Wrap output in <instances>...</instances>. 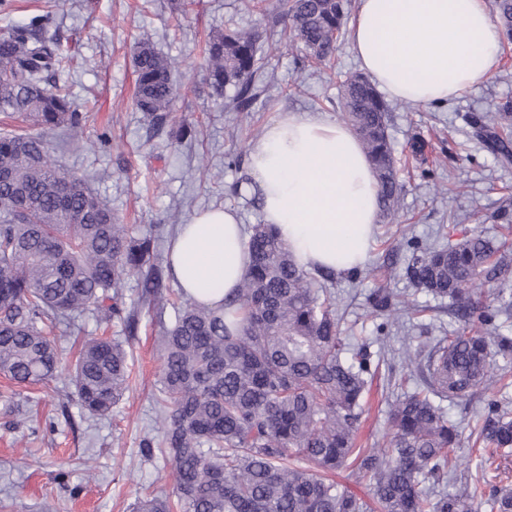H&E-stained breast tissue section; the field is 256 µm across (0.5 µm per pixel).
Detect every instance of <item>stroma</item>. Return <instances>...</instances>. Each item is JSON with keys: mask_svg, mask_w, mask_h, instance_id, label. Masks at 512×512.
Returning a JSON list of instances; mask_svg holds the SVG:
<instances>
[{"mask_svg": "<svg viewBox=\"0 0 512 512\" xmlns=\"http://www.w3.org/2000/svg\"><path fill=\"white\" fill-rule=\"evenodd\" d=\"M281 0H0V27L23 25L44 16L46 35L67 43L74 62L67 76L79 106L90 118L79 141L60 151L59 131H45L63 172L86 178L121 223L146 229L161 226L172 240L180 225L210 208L237 212L242 224L263 221L261 201L250 187L248 149L283 112L340 119V85L356 73L349 39L331 62L303 63L285 39ZM258 34L265 68L260 94L250 111L237 112L213 95L204 68L210 39L226 27ZM150 36L172 63L178 97L165 131L149 132V121L134 103L132 57L137 42ZM512 96V41H503L497 69L460 98L440 105L391 101L390 134L397 175L403 185L394 221H380L365 263L350 274L331 275L339 325L347 336L384 338L390 351L379 363L361 417V441L383 453L389 416L397 400L416 387L408 350L430 336H445L457 321L448 299L415 292L404 273L407 240L437 241L439 230L458 240L479 233L512 252V224L494 214L512 202V164L498 163L473 137L465 117ZM195 136L177 140L181 124ZM425 154L409 150L414 137ZM378 288L391 289L414 304L398 319L376 315L369 303ZM157 328L139 311L128 337L130 362L126 397L104 417L62 411L73 394L66 373L49 390L28 389L17 412L0 405V512H133L138 498L172 494L175 475L161 454L145 456V438L160 439L155 402L161 374ZM512 407V377L500 367L487 388L470 402L444 401L461 443L452 456L459 474L512 485V455L486 458L475 447V419L488 399Z\"/></svg>", "mask_w": 512, "mask_h": 512, "instance_id": "stroma-1", "label": "stroma"}]
</instances>
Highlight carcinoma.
Listing matches in <instances>:
<instances>
[{
    "label": "carcinoma",
    "mask_w": 512,
    "mask_h": 512,
    "mask_svg": "<svg viewBox=\"0 0 512 512\" xmlns=\"http://www.w3.org/2000/svg\"><path fill=\"white\" fill-rule=\"evenodd\" d=\"M284 16L304 58L329 60L337 49L348 0H284ZM496 19L512 40V0H494ZM41 17L0 33V112L72 140L83 131L79 111L60 83L68 55L42 34ZM137 110L161 127L177 89L170 61L150 38L134 54ZM264 68L256 35L227 28L212 38L205 60L214 95L247 112L258 97ZM344 120L354 130L378 185L380 216L392 220L401 186L389 134V104L369 78L343 82ZM468 124L499 163H512V97L473 112ZM162 236L119 224L84 180L61 172L40 135L0 136V374L18 385L48 386L63 369L55 331L91 315L130 331L148 308L159 327L164 407L161 445L175 474L184 512H368V505L328 474L358 462L382 512H512V488L477 483L448 496V461L456 426L436 400L471 398L490 366L512 364V291L494 304L474 298L469 285L491 282L509 256L473 236L439 245L407 241L406 273L415 290L450 300L461 326L408 354L422 385L391 412L388 452L357 447L358 421L372 384L373 352L366 339L341 335L325 283L297 265L269 224L250 227L249 270L220 307L164 288L158 261ZM136 276L141 294L126 298ZM403 301L389 289L373 293L383 315ZM124 341L90 337L68 366L81 414L112 412L129 388ZM476 442L493 455L512 450V409L491 399L479 417ZM137 512H170L168 498L148 496Z\"/></svg>",
    "instance_id": "obj_1"
}]
</instances>
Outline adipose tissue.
<instances>
[{
	"mask_svg": "<svg viewBox=\"0 0 512 512\" xmlns=\"http://www.w3.org/2000/svg\"><path fill=\"white\" fill-rule=\"evenodd\" d=\"M502 34L485 0H360L351 49L389 97L418 105L459 98L499 63ZM265 223L304 268L343 272L367 259L378 222L370 163L343 122L282 113L249 148ZM236 212L212 209L181 225L168 259L195 299L217 305L248 270Z\"/></svg>",
	"mask_w": 512,
	"mask_h": 512,
	"instance_id": "ef3b65f1",
	"label": "adipose tissue"
}]
</instances>
